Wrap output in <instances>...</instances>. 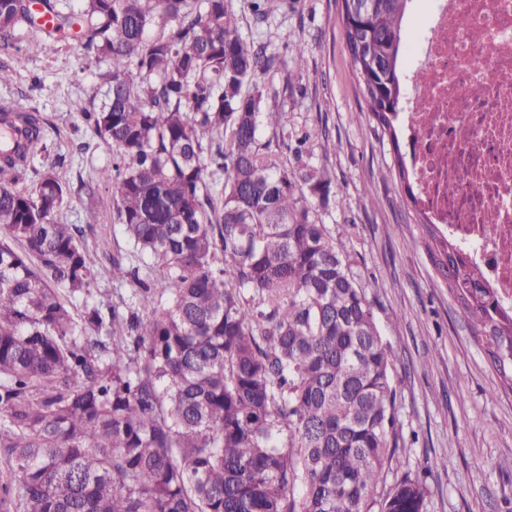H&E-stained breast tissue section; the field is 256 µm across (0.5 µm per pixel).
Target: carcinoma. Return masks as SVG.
Here are the masks:
<instances>
[{"label":"carcinoma","mask_w":512,"mask_h":512,"mask_svg":"<svg viewBox=\"0 0 512 512\" xmlns=\"http://www.w3.org/2000/svg\"><path fill=\"white\" fill-rule=\"evenodd\" d=\"M413 0L342 19L370 36L351 66L366 112L395 135ZM63 28L110 63L107 99L77 107L112 143L117 216L136 265L112 261L134 307L73 300L95 277L83 226L54 220L70 187L38 112L0 107L22 139L0 153V512H423L399 473L396 355L378 327L324 167L260 143L273 64L225 0H83ZM38 27L0 0V48ZM432 262L512 394V313L431 228Z\"/></svg>","instance_id":"1"}]
</instances>
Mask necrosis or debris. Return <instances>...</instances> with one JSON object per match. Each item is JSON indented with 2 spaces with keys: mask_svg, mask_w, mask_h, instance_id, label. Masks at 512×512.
Segmentation results:
<instances>
[{
  "mask_svg": "<svg viewBox=\"0 0 512 512\" xmlns=\"http://www.w3.org/2000/svg\"><path fill=\"white\" fill-rule=\"evenodd\" d=\"M399 119L418 205L512 309V0H430Z\"/></svg>",
  "mask_w": 512,
  "mask_h": 512,
  "instance_id": "obj_1",
  "label": "necrosis or debris"
}]
</instances>
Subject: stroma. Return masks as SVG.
I'll list each match as a JSON object with an SVG mask.
<instances>
[{
	"instance_id": "1",
	"label": "stroma",
	"mask_w": 512,
	"mask_h": 512,
	"mask_svg": "<svg viewBox=\"0 0 512 512\" xmlns=\"http://www.w3.org/2000/svg\"><path fill=\"white\" fill-rule=\"evenodd\" d=\"M242 37L262 43L274 59L257 75L264 109L285 112L284 128L263 124L261 143L278 163L295 165L304 134L327 133L309 161L327 167L339 206L324 223L348 229L349 249L363 281L373 283L379 329L397 359V418L403 469L425 483L424 512H512V395L471 338L468 322L446 281L430 262L418 215L394 167V149L365 113L340 24V0H288L256 23L247 0H227ZM28 27L0 49V66L12 68L0 84V104L34 110L44 118L55 149L46 157L71 188L56 214L61 224H85V245L96 267L88 292L93 302L115 304L127 285L112 277L113 259L131 248L117 217L112 183L101 169L112 163L111 145L89 126L84 109L101 106L108 61L84 51L67 34L32 53ZM305 42L308 62L297 68L292 47ZM94 211L97 222L86 225Z\"/></svg>"
}]
</instances>
